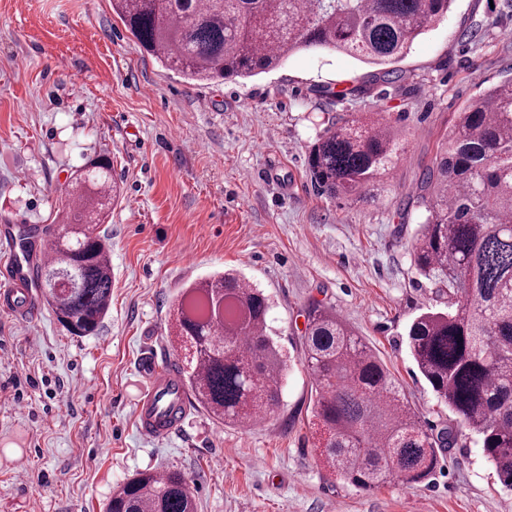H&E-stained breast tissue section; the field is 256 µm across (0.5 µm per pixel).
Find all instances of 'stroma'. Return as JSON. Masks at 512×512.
Instances as JSON below:
<instances>
[{"instance_id": "1", "label": "stroma", "mask_w": 512, "mask_h": 512, "mask_svg": "<svg viewBox=\"0 0 512 512\" xmlns=\"http://www.w3.org/2000/svg\"><path fill=\"white\" fill-rule=\"evenodd\" d=\"M397 67L406 79L391 86L376 66L300 49L250 78L194 82L144 51L112 0H0V225L61 224L65 188L101 153L118 191L99 226L112 302L97 331L71 335L46 303L34 320L0 309V512H105L143 471L182 473L197 512H512L470 434L426 482L370 493L315 446L301 361L314 301L377 354L424 427L452 420L407 344L437 304L413 262L412 200L457 112L512 77V0H454ZM369 112L404 136L393 179L368 203L318 195L308 146ZM227 269L270 298L290 358L281 404L247 431L197 406L152 438L135 423L141 360L184 358L175 301Z\"/></svg>"}]
</instances>
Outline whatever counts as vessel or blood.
Returning <instances> with one entry per match:
<instances>
[{"instance_id":"vessel-or-blood-1","label":"vessel or blood","mask_w":512,"mask_h":512,"mask_svg":"<svg viewBox=\"0 0 512 512\" xmlns=\"http://www.w3.org/2000/svg\"><path fill=\"white\" fill-rule=\"evenodd\" d=\"M35 229L28 224L0 226V254L8 259L4 273L0 274V308L23 319L36 318L40 307L35 299L33 276L37 266L48 262V248L28 250L24 240L30 239ZM146 371L151 386L136 409V423L146 434L164 439L171 436L189 411V398L168 365L148 363ZM174 399L175 413H168L167 399Z\"/></svg>"}]
</instances>
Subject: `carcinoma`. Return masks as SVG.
<instances>
[{"mask_svg":"<svg viewBox=\"0 0 512 512\" xmlns=\"http://www.w3.org/2000/svg\"><path fill=\"white\" fill-rule=\"evenodd\" d=\"M454 0H112L143 49L194 80L253 76L298 49L331 48L379 67L392 64L448 14ZM405 150L380 113L331 124L310 146L316 192L366 202L392 176ZM109 158L90 159L65 196L67 223L50 247L44 288L57 321L74 336L96 331L112 300L106 239L91 228L114 197ZM422 222L412 246L417 271L444 308L408 329L418 371L456 424L428 432L405 394L361 337L335 313L306 310L302 362L314 399L320 454L344 484L372 491L399 479L414 487L459 443L476 437L503 487L512 490V79L465 106L446 147L423 174ZM189 344L177 368L188 395L214 418L242 425L280 405L287 368L270 335L266 295L244 277L215 273L176 304ZM107 512H196L178 472L139 473L112 494Z\"/></svg>","mask_w":512,"mask_h":512,"instance_id":"carcinoma-1","label":"carcinoma"}]
</instances>
